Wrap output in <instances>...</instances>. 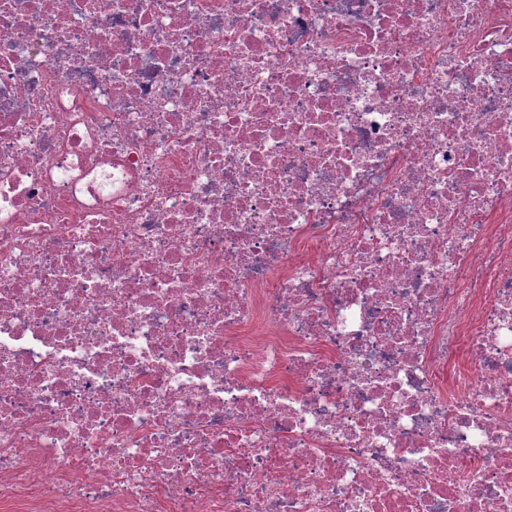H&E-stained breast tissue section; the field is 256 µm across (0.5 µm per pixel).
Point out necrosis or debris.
I'll return each mask as SVG.
<instances>
[{"mask_svg":"<svg viewBox=\"0 0 512 512\" xmlns=\"http://www.w3.org/2000/svg\"><path fill=\"white\" fill-rule=\"evenodd\" d=\"M0 512H512V0H0Z\"/></svg>","mask_w":512,"mask_h":512,"instance_id":"4bbe7bcc","label":"necrosis or debris"}]
</instances>
